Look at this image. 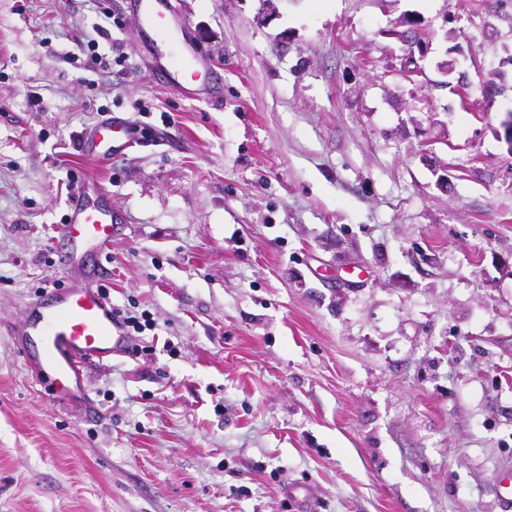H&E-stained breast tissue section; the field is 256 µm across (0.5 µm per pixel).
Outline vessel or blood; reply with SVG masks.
Returning <instances> with one entry per match:
<instances>
[{"instance_id":"1","label":"vessel or blood","mask_w":512,"mask_h":512,"mask_svg":"<svg viewBox=\"0 0 512 512\" xmlns=\"http://www.w3.org/2000/svg\"><path fill=\"white\" fill-rule=\"evenodd\" d=\"M126 2L147 35L174 47L155 65L158 81L190 86L204 95L220 93V75L211 68L208 55L190 44L189 24L176 16L171 0ZM132 141L129 125L114 116L97 124L81 149L88 159L112 161L123 156ZM102 190L99 181L87 180L68 203L62 236L69 247L58 254L60 265L71 274L67 285L46 289L12 327L26 364L65 399L87 396V364L105 363L112 355L130 353L132 347L125 327L112 316L110 300L88 284L89 278L106 277L107 268L99 262L86 265L82 253L86 246L103 252L120 228L119 216L96 202Z\"/></svg>"}]
</instances>
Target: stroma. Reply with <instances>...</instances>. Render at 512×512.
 I'll list each match as a JSON object with an SVG mask.
<instances>
[{
	"instance_id": "obj_1",
	"label": "stroma",
	"mask_w": 512,
	"mask_h": 512,
	"mask_svg": "<svg viewBox=\"0 0 512 512\" xmlns=\"http://www.w3.org/2000/svg\"><path fill=\"white\" fill-rule=\"evenodd\" d=\"M172 4L221 102L154 79L124 0H0V512H297L290 483L317 512H500L512 0ZM106 113L171 139L90 162ZM70 172L122 219L113 304L156 323L90 368V417L9 330L68 276Z\"/></svg>"
}]
</instances>
